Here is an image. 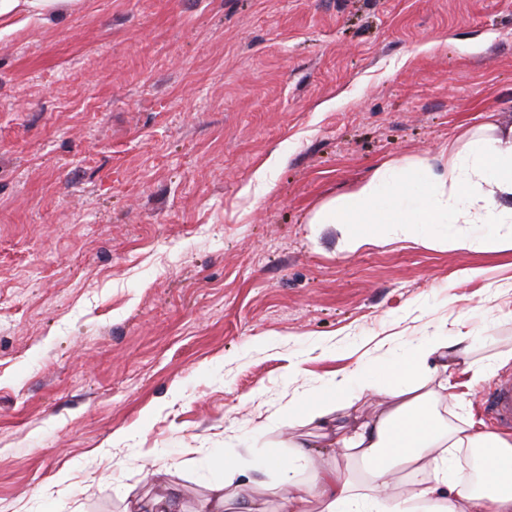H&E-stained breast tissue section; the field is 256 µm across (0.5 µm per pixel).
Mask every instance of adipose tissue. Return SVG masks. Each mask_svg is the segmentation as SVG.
Masks as SVG:
<instances>
[{
	"label": "adipose tissue",
	"instance_id": "1",
	"mask_svg": "<svg viewBox=\"0 0 512 512\" xmlns=\"http://www.w3.org/2000/svg\"><path fill=\"white\" fill-rule=\"evenodd\" d=\"M64 2L0 0V27L11 31L47 18ZM464 136V147L442 167L412 158L381 163L354 190L316 210L311 223L336 225L350 253L393 238L420 245L447 239L462 250L479 242L512 245V127L500 131L489 122ZM478 339L464 322L449 335L423 337L395 352L398 367L382 388L371 365L343 371L337 387L344 395L359 400L381 393L389 400L353 426L335 424L321 401L290 403L289 415L324 422L335 446L359 461L366 477L341 476L308 443H294L288 454L261 462L288 486L278 512H512V439L439 410L453 376L477 381L492 373V364L479 367L472 358ZM464 459L474 470L468 481L456 473ZM395 467L404 481L399 492L387 481ZM224 470L225 479L211 486L206 512H266L261 502L238 499L228 477L232 464Z\"/></svg>",
	"mask_w": 512,
	"mask_h": 512
}]
</instances>
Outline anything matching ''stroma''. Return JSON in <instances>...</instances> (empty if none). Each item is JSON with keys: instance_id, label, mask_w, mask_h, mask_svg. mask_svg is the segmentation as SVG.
Returning a JSON list of instances; mask_svg holds the SVG:
<instances>
[{"instance_id": "stroma-1", "label": "stroma", "mask_w": 512, "mask_h": 512, "mask_svg": "<svg viewBox=\"0 0 512 512\" xmlns=\"http://www.w3.org/2000/svg\"><path fill=\"white\" fill-rule=\"evenodd\" d=\"M488 112L512 0H72L0 35V512H204L212 455L328 453L281 414L391 343L466 312L477 360L511 349L512 249L309 221Z\"/></svg>"}]
</instances>
